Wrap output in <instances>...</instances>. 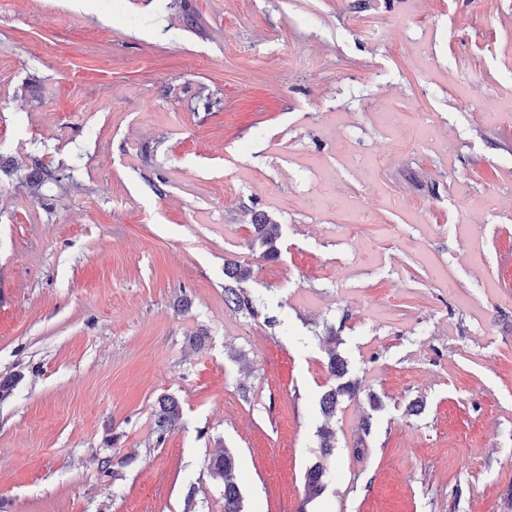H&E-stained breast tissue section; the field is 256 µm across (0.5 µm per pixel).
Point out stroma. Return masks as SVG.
Here are the masks:
<instances>
[{
	"label": "stroma",
	"mask_w": 512,
	"mask_h": 512,
	"mask_svg": "<svg viewBox=\"0 0 512 512\" xmlns=\"http://www.w3.org/2000/svg\"><path fill=\"white\" fill-rule=\"evenodd\" d=\"M508 255L512 0H0V512H512ZM251 225L253 228L252 247L259 245L260 248H263L264 258H276L278 251L275 245L281 236L280 224L263 215L259 219L255 218ZM251 276L249 265L240 262H227L224 264V303L236 313L255 317L258 311L253 300L241 286ZM357 393V386L352 382L338 384L323 393L320 398V410L325 423L318 430L319 448L324 457L333 454L336 447V432L331 425L344 397L351 398ZM180 416L181 408L175 398L166 395L158 398L155 411L156 425L159 431L158 441L164 440L165 433L177 424ZM236 467V458L229 450L213 457L208 466L211 476L224 482V512H242L241 492L233 481L232 473ZM329 476V468L323 464H316L306 472L305 485L309 497L315 498L324 492Z\"/></svg>",
	"instance_id": "obj_1"
}]
</instances>
